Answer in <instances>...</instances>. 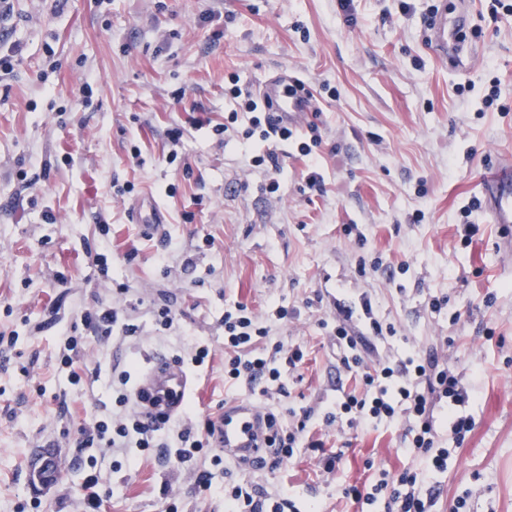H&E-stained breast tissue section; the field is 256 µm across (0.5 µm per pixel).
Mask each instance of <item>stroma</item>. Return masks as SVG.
I'll list each match as a JSON object with an SVG mask.
<instances>
[{
    "instance_id": "stroma-1",
    "label": "stroma",
    "mask_w": 512,
    "mask_h": 512,
    "mask_svg": "<svg viewBox=\"0 0 512 512\" xmlns=\"http://www.w3.org/2000/svg\"><path fill=\"white\" fill-rule=\"evenodd\" d=\"M457 0H8L0 41V512H83L92 456L80 430L112 405L113 367L208 346L210 363L188 368L197 419L249 391L224 381V312L285 306L270 334L301 345L302 381L279 410L315 407L312 432L339 446L324 415L334 410L336 359L326 325L365 298L393 324L386 345L446 349L477 365L464 407L475 427L436 475L437 505L472 490L469 512H512V247L486 210L482 180L512 156V14L488 19L489 0H467L469 61L450 70L427 42L441 4ZM297 77L313 112L276 144L280 188L253 166L248 124L218 134L235 110L231 76L251 90L277 73ZM496 105H488L492 87ZM317 124L314 158L299 142ZM184 135L172 141L170 131ZM319 173L322 192L309 190ZM155 201L168 224L149 235L132 218ZM106 264L95 265V253ZM443 300L441 310L430 307ZM168 302L170 330L147 309ZM120 309L130 337L86 332L81 317ZM81 339L58 368L65 337ZM50 449L59 478L30 479L35 449ZM373 469H366V461ZM391 421L354 440L337 471L301 455L256 477L287 490L297 512H354L337 482H373L416 467ZM207 469L211 486L195 487ZM223 466L138 454L136 465L100 471L98 512H225ZM169 495H162V486Z\"/></svg>"
}]
</instances>
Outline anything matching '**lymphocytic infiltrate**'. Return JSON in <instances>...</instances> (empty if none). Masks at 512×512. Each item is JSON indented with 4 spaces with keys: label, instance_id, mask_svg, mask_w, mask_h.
Returning a JSON list of instances; mask_svg holds the SVG:
<instances>
[{
    "label": "lymphocytic infiltrate",
    "instance_id": "obj_1",
    "mask_svg": "<svg viewBox=\"0 0 512 512\" xmlns=\"http://www.w3.org/2000/svg\"><path fill=\"white\" fill-rule=\"evenodd\" d=\"M233 92L242 97L243 107L250 115L246 137L259 142L272 139L288 141L293 131L274 114L266 112L248 88L237 86ZM330 338L336 347L338 398L335 411L326 413V424H343L363 434L378 423L396 418L404 421V445L408 454L421 458L424 472L403 469L396 475L381 473L370 487L340 486L344 498L364 506L383 502L384 512H436L440 499L437 483L430 476L448 469V451L439 444V430L449 427L455 443H463L474 428L470 415L460 412L472 382L457 366L437 350L421 351L407 348L404 353H383L374 364H366L364 353L368 337L354 335L347 315H339ZM305 362V352L298 345L271 340L269 329L252 316L246 305L224 314V376L247 386L251 394L267 400H282L291 392L283 381L287 371H298ZM128 370L112 377L115 412L83 429V441L99 444L104 452H121L135 448L143 453L174 452L186 462L201 455H210L212 462L222 457L214 436L213 420L204 424L193 422V408L184 405L179 417L146 416L139 408V395L130 385ZM315 414L314 407L303 408L291 429H283L276 413L266 417L267 455L255 461V470L280 469L290 462L296 449L305 448L320 455L325 472H333L340 454L327 453L323 440L311 438L308 424ZM175 430L176 445H169L168 430ZM229 512H294L295 506L287 493L271 495L254 481L252 472L230 479L224 492Z\"/></svg>",
    "mask_w": 512,
    "mask_h": 512
}]
</instances>
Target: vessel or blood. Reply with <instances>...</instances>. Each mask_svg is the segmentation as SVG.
Here are the masks:
<instances>
[{"mask_svg":"<svg viewBox=\"0 0 512 512\" xmlns=\"http://www.w3.org/2000/svg\"><path fill=\"white\" fill-rule=\"evenodd\" d=\"M459 31L449 27L447 21L436 19L430 35L434 51L443 58L461 61L458 42ZM295 77L279 74L270 79L261 89L262 99L270 101L275 112L284 120H295L300 113L309 111L310 104L305 95L290 93ZM482 192L486 200L487 212L492 223L512 224V159L503 158L496 164L491 175L483 181ZM133 216L150 235L161 236L165 233L166 217L155 206L149 209H135ZM144 398V410L156 415L177 414L185 403L190 390L188 377L171 367L165 361H155L140 385ZM266 424V416L257 405L252 403H232L224 408V422L216 438L226 454L245 453L247 458L257 457L259 450L253 445Z\"/></svg>","mask_w":512,"mask_h":512,"instance_id":"obj_1","label":"vessel or blood"}]
</instances>
